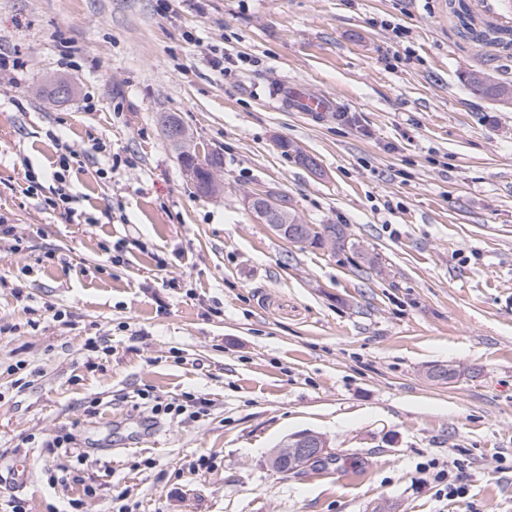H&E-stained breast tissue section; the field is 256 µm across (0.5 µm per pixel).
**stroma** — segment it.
Segmentation results:
<instances>
[{"label": "stroma", "instance_id": "1", "mask_svg": "<svg viewBox=\"0 0 512 512\" xmlns=\"http://www.w3.org/2000/svg\"><path fill=\"white\" fill-rule=\"evenodd\" d=\"M509 14L512 0H0L16 62L0 77V218L23 239H0V498L512 512V106L462 80L512 83V48L477 38ZM285 81L340 96L346 116L276 108ZM163 113L220 154L223 194L197 192ZM70 148L80 224L44 203ZM258 189L302 223L344 225V248L289 245L245 210ZM122 239L143 247L115 266ZM19 360L28 372L7 374ZM435 366L459 376L431 380ZM147 387L205 394L209 411L152 419ZM65 431L82 458L44 447ZM303 431L333 464L272 472ZM459 459L451 500L433 475Z\"/></svg>", "mask_w": 512, "mask_h": 512}]
</instances>
